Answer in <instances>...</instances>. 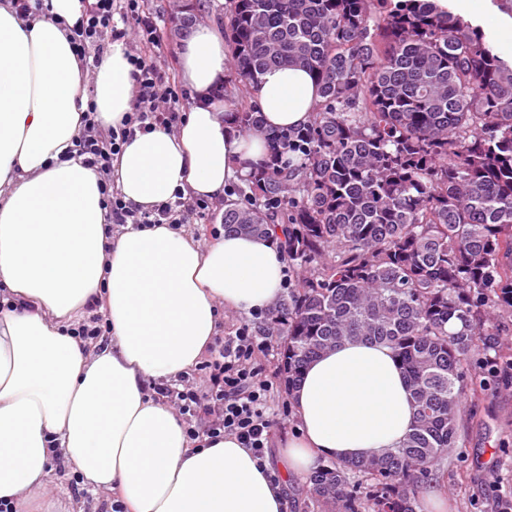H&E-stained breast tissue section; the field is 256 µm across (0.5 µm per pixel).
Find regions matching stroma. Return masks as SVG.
Here are the masks:
<instances>
[{
	"label": "stroma",
	"instance_id": "35a3bbf8",
	"mask_svg": "<svg viewBox=\"0 0 512 512\" xmlns=\"http://www.w3.org/2000/svg\"><path fill=\"white\" fill-rule=\"evenodd\" d=\"M226 0H147L148 7L164 21L158 32L165 50L164 64L172 78L180 76L179 50L182 37L176 34L180 7L191 4L195 22L216 29L224 27ZM487 38L505 57H512V13L498 0H486L485 13L476 19ZM434 482L447 492L455 512H501L512 501V385H495L472 390L466 398L458 428V446L436 468ZM55 512H105L112 500L105 491L78 493L70 473L51 472L46 491Z\"/></svg>",
	"mask_w": 512,
	"mask_h": 512
}]
</instances>
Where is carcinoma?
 Listing matches in <instances>:
<instances>
[{"mask_svg":"<svg viewBox=\"0 0 512 512\" xmlns=\"http://www.w3.org/2000/svg\"><path fill=\"white\" fill-rule=\"evenodd\" d=\"M224 15L244 83L303 67L321 93L307 126L278 132L224 97L270 146L221 220L286 240L292 280L264 328L285 385L346 339L389 346L411 384L400 447L320 466L307 507L416 512L468 388L512 374L511 351L472 369L512 320V61L433 0H226Z\"/></svg>","mask_w":512,"mask_h":512,"instance_id":"obj_1","label":"carcinoma"}]
</instances>
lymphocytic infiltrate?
<instances>
[{"label":"lymphocytic infiltrate","mask_w":512,"mask_h":512,"mask_svg":"<svg viewBox=\"0 0 512 512\" xmlns=\"http://www.w3.org/2000/svg\"><path fill=\"white\" fill-rule=\"evenodd\" d=\"M158 16L146 0H95L85 16L72 27L73 48L82 61L99 60L109 44L127 49L132 67V108L118 128L101 134L93 111H86L84 128L76 142L87 166L102 176L103 205L116 227L153 224L183 226L194 223L209 208L203 199L176 196L175 200L143 211L124 201L109 179L114 159L136 132L171 129L183 119L188 93L171 79L161 61ZM272 339L253 324L243 323L234 334L215 338L208 359L198 374L183 375L178 385L156 386L158 396L178 410L191 439L233 437L266 461L273 427L275 386L258 364V353L268 350Z\"/></svg>","instance_id":"lymphocytic-infiltrate-1"}]
</instances>
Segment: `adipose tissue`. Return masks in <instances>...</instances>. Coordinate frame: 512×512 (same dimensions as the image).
<instances>
[{"label": "adipose tissue", "mask_w": 512, "mask_h": 512, "mask_svg": "<svg viewBox=\"0 0 512 512\" xmlns=\"http://www.w3.org/2000/svg\"><path fill=\"white\" fill-rule=\"evenodd\" d=\"M93 2L44 0L24 18L0 0V288L16 304L0 312V499L23 512L41 498L59 448L129 512H284V481L234 438L196 445L151 389L199 364L221 308L275 303L283 253L271 234L204 246L166 224L106 237L101 176L75 142L88 106L101 130L120 124L133 82L123 44L91 72L76 56L69 28ZM228 57L213 28H193L180 65L197 102L175 129L124 145L112 178L126 202L149 211L178 191L218 201L266 160L265 138L242 133L216 95ZM250 94L271 130L307 124L319 101L302 68L269 69ZM95 300L111 326L101 349L71 333ZM289 400L291 477L397 447L413 421L391 349L365 341L311 361Z\"/></svg>", "instance_id": "ef3b65f1"}]
</instances>
